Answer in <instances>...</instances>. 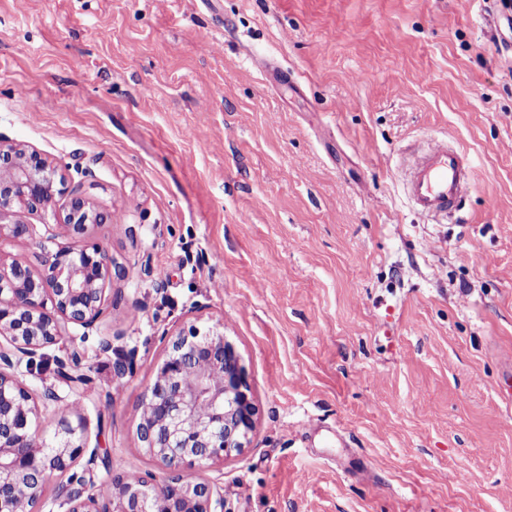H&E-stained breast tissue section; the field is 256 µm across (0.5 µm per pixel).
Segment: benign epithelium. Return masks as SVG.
I'll return each mask as SVG.
<instances>
[{"label": "benign epithelium", "mask_w": 512, "mask_h": 512, "mask_svg": "<svg viewBox=\"0 0 512 512\" xmlns=\"http://www.w3.org/2000/svg\"><path fill=\"white\" fill-rule=\"evenodd\" d=\"M63 185L41 153L0 143V512H42L53 475L67 477L63 512H224L223 493L184 471L241 450L254 424L238 357L216 327L192 325L167 340L142 403L137 434L168 472L163 485L124 474L111 479L109 493H90L97 452L87 445L85 421L63 414L49 439L35 425L40 401H54L56 393L30 388L19 366L33 370L39 352L63 340L70 324L86 338L97 331L116 269L97 244L46 253L40 274L21 255L5 254L9 242L32 236L28 216L53 209ZM55 219L81 234L90 224L112 222V212L73 195ZM80 364L76 352L55 358L59 379H73L70 370Z\"/></svg>", "instance_id": "7a95c632"}]
</instances>
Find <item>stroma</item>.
Here are the masks:
<instances>
[{"label": "stroma", "mask_w": 512, "mask_h": 512, "mask_svg": "<svg viewBox=\"0 0 512 512\" xmlns=\"http://www.w3.org/2000/svg\"><path fill=\"white\" fill-rule=\"evenodd\" d=\"M510 57L500 0H0V138L112 213L81 234L31 215L8 250L39 273L95 243L125 268L99 334L69 327L26 375L59 396L38 426L81 415L96 483H162L143 395L164 337L215 326L255 406L199 472L224 512H512ZM437 136L473 180L442 223L401 181Z\"/></svg>", "instance_id": "35a3bbf8"}]
</instances>
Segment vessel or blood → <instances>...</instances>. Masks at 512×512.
I'll list each match as a JSON object with an SVG mask.
<instances>
[{
  "label": "vessel or blood",
  "instance_id": "obj_1",
  "mask_svg": "<svg viewBox=\"0 0 512 512\" xmlns=\"http://www.w3.org/2000/svg\"><path fill=\"white\" fill-rule=\"evenodd\" d=\"M471 179L464 154L438 142L417 156L407 180L415 211L425 217H447L456 211Z\"/></svg>",
  "mask_w": 512,
  "mask_h": 512
}]
</instances>
